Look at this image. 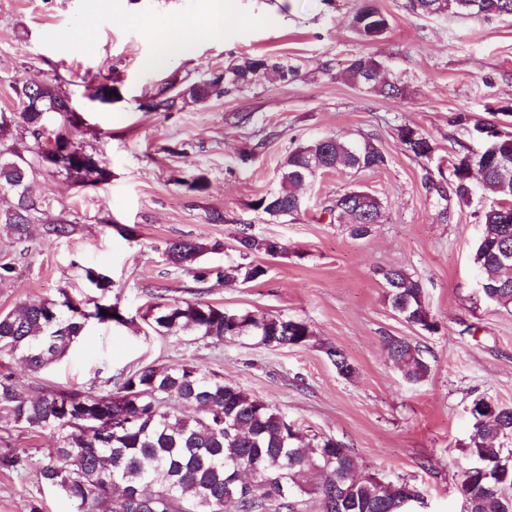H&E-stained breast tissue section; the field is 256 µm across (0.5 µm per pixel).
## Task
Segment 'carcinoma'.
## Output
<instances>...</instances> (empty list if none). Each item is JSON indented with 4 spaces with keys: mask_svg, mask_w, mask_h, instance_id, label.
I'll list each match as a JSON object with an SVG mask.
<instances>
[{
    "mask_svg": "<svg viewBox=\"0 0 512 512\" xmlns=\"http://www.w3.org/2000/svg\"><path fill=\"white\" fill-rule=\"evenodd\" d=\"M411 8L423 15L446 13L472 17L512 16V0H411ZM386 16L365 0L352 18V27L364 39H377L388 28ZM267 60L252 58L231 63L224 75L177 86L168 83L153 96L149 107L170 112L191 101L203 104L228 88L248 85ZM380 63L371 56L352 58L345 68L348 82L368 86L381 95L397 98L395 81H378ZM26 104L20 117L35 140L42 137L41 114L68 115L69 99L50 85L25 84L18 91ZM485 134L488 161L473 162L481 190L493 196V204L480 215L483 233L473 262L484 274V296L504 307L512 306V260L499 261L502 250L512 252V222H502V212H512V133H501L492 124L476 123ZM398 136L416 158H428L430 139L405 125ZM42 162L63 168L78 180L103 181L107 172L93 155L74 147L67 134L58 132L38 146ZM466 158L453 166L449 185L456 198L466 203L472 196L471 180L459 175ZM386 155L364 140L324 138L294 150L280 173V187L256 202L271 217L301 210L296 188L329 171L380 170ZM29 162L20 154L7 159L0 152V186L17 195L16 205L4 213L19 237L29 231ZM340 224L349 225L350 236H368L381 223V204L375 196L363 200L346 191L326 207ZM239 260L216 273L217 280H261L267 269L251 261L264 254L275 257L284 244L240 230L236 238ZM215 246L194 240H176L165 248L166 259L176 267L195 270L198 281L211 271L200 259ZM379 275L391 308L404 320L432 333L437 323L423 302L420 281L396 267L382 268ZM61 299L22 304L0 314V354L18 357L28 370L38 372L61 359L85 337L90 320L125 325L128 319L112 303L95 299L75 300L67 291ZM107 314H101V311ZM242 319L232 329V317ZM149 329L159 336L189 333L213 343L245 339L273 348L302 345L310 340L309 326L301 321L255 311H232L203 301L156 303L143 315ZM386 347L403 378L412 384L428 379L431 365L418 346L391 337ZM326 354L339 376L349 379L355 367L343 353L329 348ZM257 399L240 387L191 364L157 368L142 366L120 374L116 391L100 395L87 390L46 389L26 394L10 374H0V411L25 428L49 430L57 446L40 462V483L58 488L76 504V512H224L232 503L235 512H298L300 497L318 499L321 512H407L408 482L391 483L359 471L350 452L332 438L313 437L304 445L299 433L274 407L255 409ZM471 430L467 443L469 462L458 469L466 512H512V406L477 397L469 405Z\"/></svg>",
    "mask_w": 512,
    "mask_h": 512,
    "instance_id": "carcinoma-1",
    "label": "carcinoma"
}]
</instances>
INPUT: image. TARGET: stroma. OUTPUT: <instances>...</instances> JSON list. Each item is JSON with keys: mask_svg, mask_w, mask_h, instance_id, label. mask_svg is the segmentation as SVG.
<instances>
[{"mask_svg": "<svg viewBox=\"0 0 512 512\" xmlns=\"http://www.w3.org/2000/svg\"><path fill=\"white\" fill-rule=\"evenodd\" d=\"M389 27L378 39L357 36L351 19L361 0H235L224 36L199 39L188 53L149 66L158 40L184 20H203L208 0H0V146L34 164L29 238L0 222V313L22 303L98 292L85 268L112 281L109 299L125 326L90 323L59 363L30 372L9 361L16 382L34 395L46 388L106 390L107 378L138 365L191 363L235 382L277 408L302 433L334 438L362 474L407 481L424 498L415 512H464L457 466L466 457L467 412L479 396L512 406V307L488 301L473 249L479 216L491 198L441 199L453 163L477 148L475 123L512 132V17L413 13L409 0H375ZM358 55L374 57L401 97L385 98L346 81ZM266 58L275 71L248 86L169 112L143 108L164 81L194 82L231 62ZM287 69L280 77L279 69ZM26 83H53L78 121L75 145L94 155L106 180L79 181L38 161L37 143L17 117ZM119 87L109 104L98 85ZM431 140V157L406 152L400 126ZM370 140L388 158L377 171H331L301 191L299 213L273 218L255 201L279 187L280 170L299 146L322 138ZM249 162H241L242 154ZM202 188H193L195 178ZM353 187L374 194L380 224L364 239L325 210ZM56 224L68 235L52 233ZM283 243V255L259 256L260 281H197L169 264L168 242L215 245L201 263L223 267L224 250L243 225ZM417 278L438 324L434 333L406 323L385 301L379 268ZM202 300L235 311L299 320L313 336L300 346L267 349L241 340L207 343L150 333L142 319L159 301ZM397 336L426 352L431 374L406 382L384 340ZM340 349L357 369L340 377L325 349ZM57 444L0 416V453L24 461L0 469V512H72V504L37 479Z\"/></svg>", "mask_w": 512, "mask_h": 512, "instance_id": "stroma-1", "label": "stroma"}]
</instances>
